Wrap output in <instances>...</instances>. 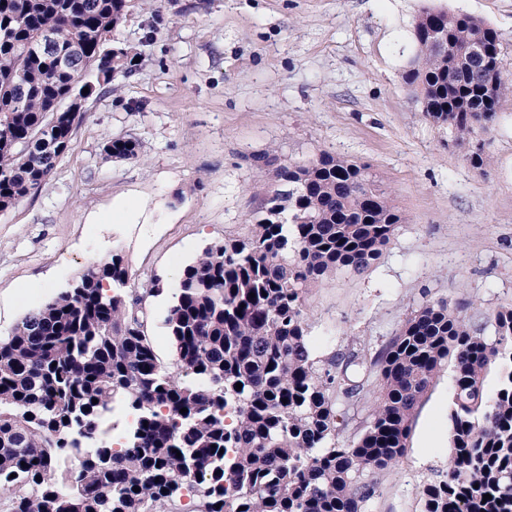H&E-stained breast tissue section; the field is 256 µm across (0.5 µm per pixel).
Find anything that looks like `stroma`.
<instances>
[{
  "mask_svg": "<svg viewBox=\"0 0 512 512\" xmlns=\"http://www.w3.org/2000/svg\"><path fill=\"white\" fill-rule=\"evenodd\" d=\"M428 8L495 29L512 76V0H128L111 42L135 57L131 73L86 101L51 178L0 214V334L118 253L135 282H164L148 330L170 362L163 317L181 270L207 243L250 233L271 182L252 163L264 153L369 164L404 216L370 269L309 290L315 358L375 353L429 300L486 324L512 303V92L475 169L402 79L418 53L414 20ZM113 137L135 140L137 157L107 156ZM119 200L142 206L109 219ZM452 392L447 367L368 512H420L422 486L448 465Z\"/></svg>",
  "mask_w": 512,
  "mask_h": 512,
  "instance_id": "1",
  "label": "stroma"
}]
</instances>
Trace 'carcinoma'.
<instances>
[{
	"mask_svg": "<svg viewBox=\"0 0 512 512\" xmlns=\"http://www.w3.org/2000/svg\"><path fill=\"white\" fill-rule=\"evenodd\" d=\"M125 6L0 0V213L69 150L84 116L68 109L75 92L98 96L128 70V51L112 59L102 43ZM47 32L56 40L44 48ZM433 33L460 51L478 37L497 61L499 35L467 14L415 23L419 53L403 80L464 143L490 131L499 99L485 96L481 73L451 67ZM104 152L132 159L138 143L111 138ZM276 171L251 235L211 242L183 268L164 317L170 365L146 330V300L164 283L132 287L117 253L0 336V512H182L185 498L189 512H367L448 365V468L423 487L421 512H512V304L492 313L491 338L448 301H428L374 356L352 347L316 360L310 288L368 270L404 217L367 165L323 154ZM371 383L372 418L342 444L348 406ZM117 400L133 419L109 442Z\"/></svg>",
	"mask_w": 512,
	"mask_h": 512,
	"instance_id": "obj_1",
	"label": "carcinoma"
}]
</instances>
